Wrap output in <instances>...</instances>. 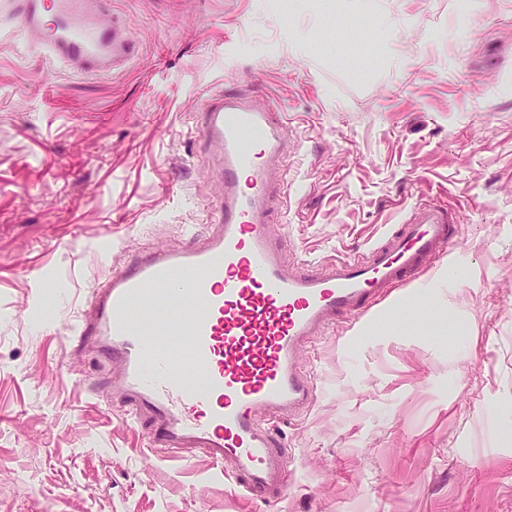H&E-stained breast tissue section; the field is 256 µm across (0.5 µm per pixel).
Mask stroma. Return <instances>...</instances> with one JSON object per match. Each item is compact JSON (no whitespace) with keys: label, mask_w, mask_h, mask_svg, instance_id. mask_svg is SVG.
<instances>
[{"label":"stroma","mask_w":512,"mask_h":512,"mask_svg":"<svg viewBox=\"0 0 512 512\" xmlns=\"http://www.w3.org/2000/svg\"><path fill=\"white\" fill-rule=\"evenodd\" d=\"M137 52L81 74L0 0V512H512V0H112ZM240 90L288 114L293 253L325 267L419 198L470 263L429 319L341 321L299 360L331 383L282 423L273 510L179 461L72 340L90 289L207 227L221 185L189 122ZM60 299L48 304L50 287Z\"/></svg>","instance_id":"1"}]
</instances>
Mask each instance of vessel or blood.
Instances as JSON below:
<instances>
[{"label": "vessel or blood", "mask_w": 512, "mask_h": 512, "mask_svg": "<svg viewBox=\"0 0 512 512\" xmlns=\"http://www.w3.org/2000/svg\"><path fill=\"white\" fill-rule=\"evenodd\" d=\"M109 0H11L18 28L48 54L84 72L127 63L134 45L98 22ZM217 148L222 184L206 233L185 231L181 247L147 250L98 281L89 312L72 328L77 344L116 366L102 391L149 442L178 457L202 451L215 471L273 507L283 497L288 450L271 422L302 413L318 381L297 351L340 319L362 320L391 288L446 266L452 211L418 202L397 229L328 270L291 268L272 231L288 184V116L244 92L208 95L192 116ZM146 319L129 317L133 306Z\"/></svg>", "instance_id": "vessel-or-blood-1"}]
</instances>
